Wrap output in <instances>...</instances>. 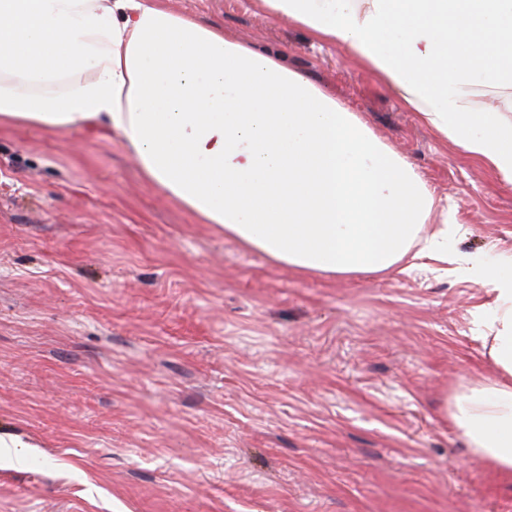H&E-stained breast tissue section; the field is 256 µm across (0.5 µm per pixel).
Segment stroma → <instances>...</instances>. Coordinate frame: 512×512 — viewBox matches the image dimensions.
I'll return each instance as SVG.
<instances>
[{"label": "stroma", "instance_id": "35a3bbf8", "mask_svg": "<svg viewBox=\"0 0 512 512\" xmlns=\"http://www.w3.org/2000/svg\"><path fill=\"white\" fill-rule=\"evenodd\" d=\"M282 53L512 257V186L259 0H165ZM492 296L436 263L312 274L200 223L113 134L0 124V512H512L447 405Z\"/></svg>", "mask_w": 512, "mask_h": 512}]
</instances>
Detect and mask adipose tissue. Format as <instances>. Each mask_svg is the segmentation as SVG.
Instances as JSON below:
<instances>
[{"label": "adipose tissue", "instance_id": "obj_1", "mask_svg": "<svg viewBox=\"0 0 512 512\" xmlns=\"http://www.w3.org/2000/svg\"><path fill=\"white\" fill-rule=\"evenodd\" d=\"M264 2L512 185V0ZM478 87L492 92L479 111ZM0 122L116 134L200 221L302 272L457 265L492 295L472 323L496 374L456 392L450 418L476 457L512 471V272L451 254L447 205L282 54L163 0H0Z\"/></svg>", "mask_w": 512, "mask_h": 512}]
</instances>
